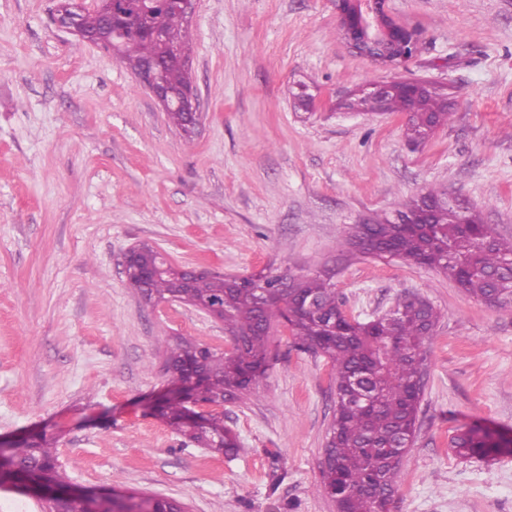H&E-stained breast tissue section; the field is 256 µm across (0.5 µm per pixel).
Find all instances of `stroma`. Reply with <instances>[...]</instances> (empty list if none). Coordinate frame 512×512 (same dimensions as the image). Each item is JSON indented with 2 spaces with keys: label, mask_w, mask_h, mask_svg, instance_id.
<instances>
[{
  "label": "stroma",
  "mask_w": 512,
  "mask_h": 512,
  "mask_svg": "<svg viewBox=\"0 0 512 512\" xmlns=\"http://www.w3.org/2000/svg\"><path fill=\"white\" fill-rule=\"evenodd\" d=\"M58 2L0 0V440L47 431L73 484L189 512H336L318 491L328 359L279 327L258 388L223 405L242 452L211 454L152 402L167 385L164 340L225 350L224 328L177 302L144 303L123 262L149 242L219 274L332 265L355 318L411 295L442 314L393 512H512V453L464 458L449 445L475 424L512 437V307L399 258H336L349 227L428 187L477 204L512 238V0H387L421 38L398 70L349 51L329 0H199L192 137L125 64L57 27ZM400 77L449 92L448 125L416 147L403 115L344 106Z\"/></svg>",
  "instance_id": "obj_1"
}]
</instances>
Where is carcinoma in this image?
Instances as JSON below:
<instances>
[{"mask_svg":"<svg viewBox=\"0 0 512 512\" xmlns=\"http://www.w3.org/2000/svg\"><path fill=\"white\" fill-rule=\"evenodd\" d=\"M150 24L163 33L160 39L139 33L128 35L117 58L138 72L154 62L162 68L165 89L172 96L186 85V70L168 61L172 47L189 56L186 21L163 3H156ZM81 26L91 34L104 33L99 11L81 15ZM442 86L425 90L414 107L397 92L378 99L360 93L347 108L358 112L379 110L403 113V134L410 145L424 142L449 122ZM446 192L428 189L405 202L412 212L433 204L430 224L407 229L384 217L366 231L378 247L394 248L398 257L426 266L456 283L466 294L496 307L512 305V239L499 237L483 222L476 205L464 213L454 203L437 204ZM359 228L337 239V251L358 255ZM135 263L124 271L128 288L150 303L178 301L189 306L206 302L224 320L232 343L228 351L203 346L179 336L165 349L170 382L196 372L204 388L195 394L168 393L157 401L158 414L177 433L215 454L234 452L237 436L224 426V412L200 413L198 405H220L255 388L268 367L270 329L282 324L298 347L319 353L330 362L336 391L333 418L327 430L325 455L334 468L321 471L319 492L328 495L336 486L343 512H387L397 489L400 461L393 448L415 438L417 416L428 365L427 345L441 314L425 299L400 301L395 312L360 321L343 317L344 309L331 276L323 272L257 273L231 276L204 273L189 288L181 287L179 266L148 243L133 247ZM461 457L495 456L512 448V440L483 427H468L450 438ZM0 486L24 489L49 503V512H178L180 501L146 494L127 499L109 490L79 499L74 486L59 470L57 439L45 431L0 445Z\"/></svg>","mask_w":512,"mask_h":512,"instance_id":"obj_1","label":"carcinoma"}]
</instances>
